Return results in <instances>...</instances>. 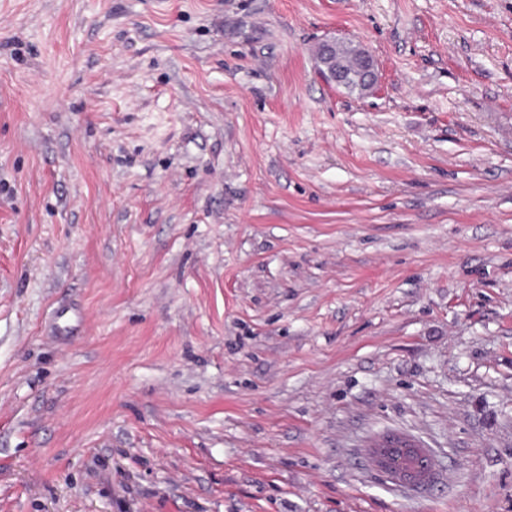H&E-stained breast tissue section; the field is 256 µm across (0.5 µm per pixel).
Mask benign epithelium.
I'll use <instances>...</instances> for the list:
<instances>
[{
    "label": "benign epithelium",
    "mask_w": 512,
    "mask_h": 512,
    "mask_svg": "<svg viewBox=\"0 0 512 512\" xmlns=\"http://www.w3.org/2000/svg\"><path fill=\"white\" fill-rule=\"evenodd\" d=\"M316 67L319 75L327 82L338 87L357 83L370 94L378 85V66L374 57L365 48L360 47L354 62L347 66L339 55L338 41L334 38L324 40L318 49ZM371 465L380 473L393 480L395 484L410 489H423L435 460L415 442L392 437L372 448L368 456Z\"/></svg>",
    "instance_id": "obj_1"
}]
</instances>
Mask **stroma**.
<instances>
[{
  "instance_id": "35a3bbf8",
  "label": "stroma",
  "mask_w": 512,
  "mask_h": 512,
  "mask_svg": "<svg viewBox=\"0 0 512 512\" xmlns=\"http://www.w3.org/2000/svg\"><path fill=\"white\" fill-rule=\"evenodd\" d=\"M0 512H512V0H0ZM357 54L354 48L344 47L340 49L341 56L348 62H351L355 55V60L350 66H346L339 55L338 41L336 38L324 40L318 49L316 67L319 75L328 83L337 87H344L349 83H357L364 91L362 97L370 94L378 85V66L374 57L357 44ZM407 451H414L419 457L418 470L420 473L415 477H411L403 469L392 467V460L397 459V455ZM371 465L383 475L393 480L396 485L410 489H423L429 486V482L425 479L432 470L435 460L424 449L417 445L414 441L392 437L385 439L382 443L372 448V455L367 454Z\"/></svg>"
}]
</instances>
